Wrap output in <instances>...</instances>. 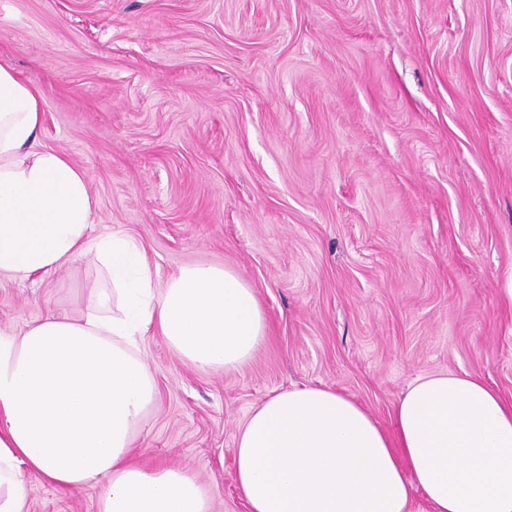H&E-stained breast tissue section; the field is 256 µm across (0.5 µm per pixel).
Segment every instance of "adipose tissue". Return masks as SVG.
<instances>
[{
	"instance_id": "obj_1",
	"label": "adipose tissue",
	"mask_w": 512,
	"mask_h": 512,
	"mask_svg": "<svg viewBox=\"0 0 512 512\" xmlns=\"http://www.w3.org/2000/svg\"><path fill=\"white\" fill-rule=\"evenodd\" d=\"M40 91L0 65V281L49 275L95 253L108 285L79 318L52 314L0 331V512H30L28 476L103 486L99 512H211L189 472L134 461L154 400L139 336L195 366L244 364L267 331L230 269L192 265L154 282L132 237L92 236L96 201L66 155L40 148ZM384 430L328 387L285 389L235 437L234 480L249 512H512V402L480 377L416 379Z\"/></svg>"
}]
</instances>
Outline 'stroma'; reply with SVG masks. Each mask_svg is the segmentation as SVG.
Masks as SVG:
<instances>
[{"label": "stroma", "mask_w": 512, "mask_h": 512, "mask_svg": "<svg viewBox=\"0 0 512 512\" xmlns=\"http://www.w3.org/2000/svg\"><path fill=\"white\" fill-rule=\"evenodd\" d=\"M0 64L43 97L39 140L85 171L95 235L254 290L268 333L236 369L139 347L146 461L248 512L234 439L274 392L328 386L383 428L416 377L512 402V0H0ZM94 256L0 282V330L79 316ZM30 512L102 487L29 478Z\"/></svg>", "instance_id": "stroma-1"}]
</instances>
